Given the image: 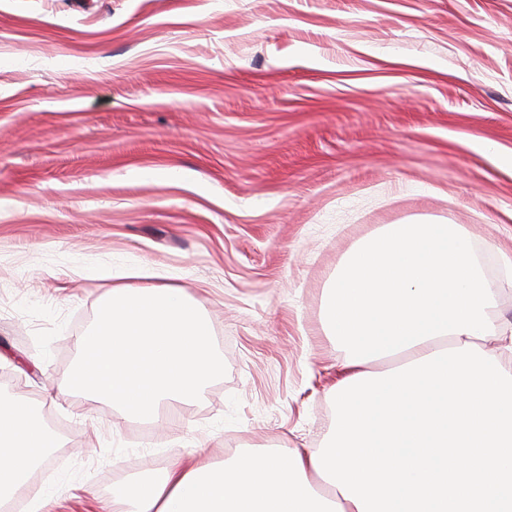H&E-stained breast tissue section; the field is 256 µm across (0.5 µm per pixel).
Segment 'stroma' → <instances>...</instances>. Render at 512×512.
I'll use <instances>...</instances> for the list:
<instances>
[{"label": "stroma", "instance_id": "stroma-1", "mask_svg": "<svg viewBox=\"0 0 512 512\" xmlns=\"http://www.w3.org/2000/svg\"><path fill=\"white\" fill-rule=\"evenodd\" d=\"M445 220L512 323V0H0V399L68 453L51 512L243 448H321L358 241ZM202 305L226 374L158 424L64 388L116 274Z\"/></svg>", "mask_w": 512, "mask_h": 512}]
</instances>
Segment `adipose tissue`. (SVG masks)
<instances>
[{
  "mask_svg": "<svg viewBox=\"0 0 512 512\" xmlns=\"http://www.w3.org/2000/svg\"><path fill=\"white\" fill-rule=\"evenodd\" d=\"M498 284L479 271L458 225L384 224L361 239L325 298L327 333L345 346L347 375L388 357L413 361L488 341L512 344V327L491 323ZM42 419L21 400L0 402V502L20 492L29 512H44L48 493L30 472L55 447ZM112 512H358L324 481L306 448L242 451L222 467L186 461L159 476L112 486Z\"/></svg>",
  "mask_w": 512,
  "mask_h": 512,
  "instance_id": "adipose-tissue-1",
  "label": "adipose tissue"
}]
</instances>
